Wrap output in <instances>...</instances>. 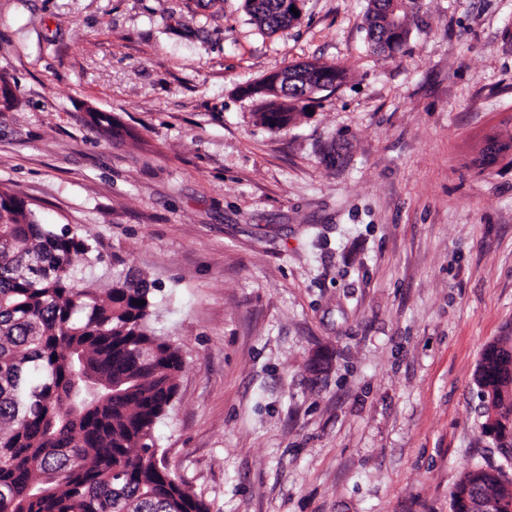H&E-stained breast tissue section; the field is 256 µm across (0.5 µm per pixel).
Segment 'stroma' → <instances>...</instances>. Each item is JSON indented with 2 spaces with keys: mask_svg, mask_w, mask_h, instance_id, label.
<instances>
[{
  "mask_svg": "<svg viewBox=\"0 0 512 512\" xmlns=\"http://www.w3.org/2000/svg\"><path fill=\"white\" fill-rule=\"evenodd\" d=\"M368 8L0 0V186L90 235L80 286L155 283L156 443L211 512H450L503 462L474 374L512 336V162L469 160L512 139V0H417L385 54ZM309 62L341 86L262 125L242 87ZM279 11L286 14H293L291 6H294L300 12V3L302 0H278ZM274 0H245L244 7L259 24L265 27L271 33L283 30L293 21L283 13L277 11L274 6Z\"/></svg>",
  "mask_w": 512,
  "mask_h": 512,
  "instance_id": "obj_1",
  "label": "stroma"
}]
</instances>
